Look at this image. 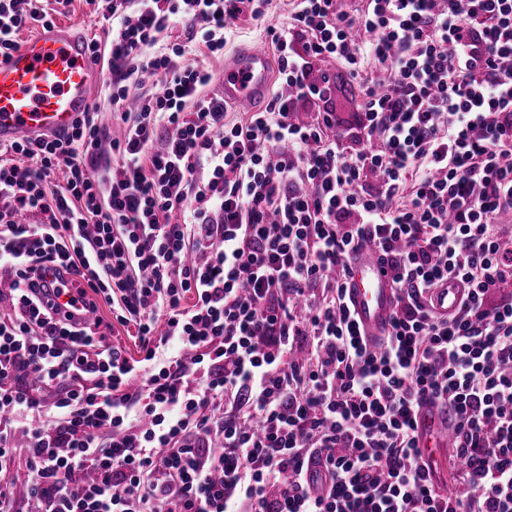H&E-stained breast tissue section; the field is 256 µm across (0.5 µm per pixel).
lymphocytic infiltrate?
Here are the masks:
<instances>
[{"label": "lymphocytic infiltrate", "instance_id": "lymphocytic-infiltrate-1", "mask_svg": "<svg viewBox=\"0 0 512 512\" xmlns=\"http://www.w3.org/2000/svg\"><path fill=\"white\" fill-rule=\"evenodd\" d=\"M105 3L120 137L87 111L0 144V512H512V0H293L277 87L234 119L189 54L256 0ZM32 24L0 0V56ZM365 243L397 296L374 348L343 288ZM50 265L111 322L59 321ZM426 405L455 423L451 494Z\"/></svg>", "mask_w": 512, "mask_h": 512}]
</instances>
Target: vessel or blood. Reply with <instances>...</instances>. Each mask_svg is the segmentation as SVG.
<instances>
[{
    "mask_svg": "<svg viewBox=\"0 0 512 512\" xmlns=\"http://www.w3.org/2000/svg\"><path fill=\"white\" fill-rule=\"evenodd\" d=\"M94 72L85 42L69 26L55 25L28 38L0 58V143L63 134L78 113L91 107ZM224 100L242 110L269 93L266 54L250 50L224 65ZM347 302L359 333L376 342L389 331L396 292L379 252L367 246L350 258ZM421 429L434 432L439 445L452 439L454 426L441 413H423Z\"/></svg>",
    "mask_w": 512,
    "mask_h": 512,
    "instance_id": "vessel-or-blood-1",
    "label": "vessel or blood"
}]
</instances>
